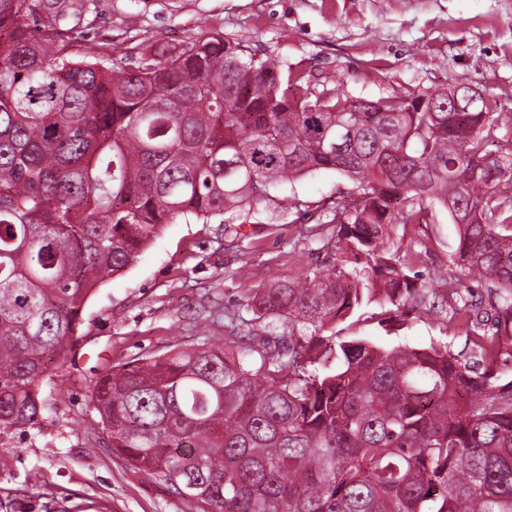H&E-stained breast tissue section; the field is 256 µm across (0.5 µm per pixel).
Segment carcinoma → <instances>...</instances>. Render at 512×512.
<instances>
[{
  "instance_id": "cac0c4a2",
  "label": "carcinoma",
  "mask_w": 512,
  "mask_h": 512,
  "mask_svg": "<svg viewBox=\"0 0 512 512\" xmlns=\"http://www.w3.org/2000/svg\"><path fill=\"white\" fill-rule=\"evenodd\" d=\"M90 0H0V434L42 419L39 380L91 292L178 219L246 216L288 179L353 184L326 215V268L264 289L236 336L149 357L91 393L112 447L209 512H512V112L439 91L314 93L243 39L120 59L75 33ZM448 211L458 245L440 305L403 270L399 232ZM486 291L493 327L469 301ZM381 299L467 337L336 341Z\"/></svg>"
}]
</instances>
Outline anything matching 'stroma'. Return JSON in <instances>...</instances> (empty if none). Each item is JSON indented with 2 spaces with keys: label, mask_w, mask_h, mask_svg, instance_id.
Wrapping results in <instances>:
<instances>
[{
  "label": "stroma",
  "mask_w": 512,
  "mask_h": 512,
  "mask_svg": "<svg viewBox=\"0 0 512 512\" xmlns=\"http://www.w3.org/2000/svg\"><path fill=\"white\" fill-rule=\"evenodd\" d=\"M96 10L88 39L112 41L120 54L143 41L184 45L218 32L276 56L315 92L331 78L369 100L463 84L512 112V0H96ZM350 189L345 177L322 171L270 189L248 217L175 221L121 276L96 287L65 356L40 381V423L0 435V451L13 454L0 471V512H201L112 448L92 390L112 367L229 339L246 299L324 267L336 227L317 218ZM291 198L300 214L285 210ZM457 238L444 211L436 223L408 227V270L427 293L444 288ZM424 242L430 251H421ZM342 333L470 353L465 337L419 310L398 331L368 319Z\"/></svg>",
  "instance_id": "stroma-1"
}]
</instances>
